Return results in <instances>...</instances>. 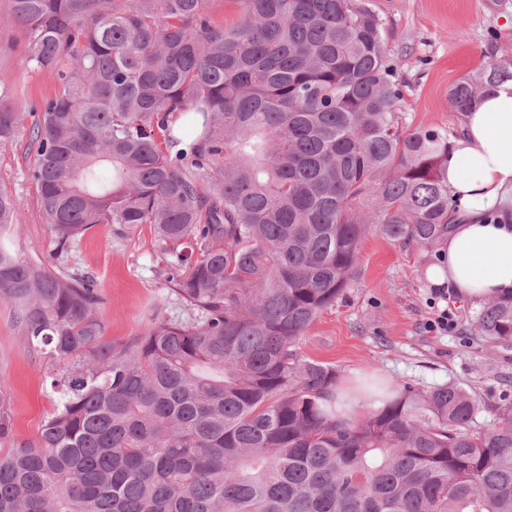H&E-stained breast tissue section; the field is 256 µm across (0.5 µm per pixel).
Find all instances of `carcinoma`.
Wrapping results in <instances>:
<instances>
[{"mask_svg":"<svg viewBox=\"0 0 512 512\" xmlns=\"http://www.w3.org/2000/svg\"><path fill=\"white\" fill-rule=\"evenodd\" d=\"M27 66L57 76L30 177L67 250L97 224L153 227L187 312L105 339L91 276L6 244L0 301L60 366L54 409L18 441L0 387V512H512V403L454 382L406 386L354 420L336 370L297 343L336 302L372 229L447 236L448 135L406 131L397 64L365 0H8ZM512 80L488 64L449 89L463 113ZM21 113L0 91V145ZM472 333L512 343V293Z\"/></svg>","mask_w":512,"mask_h":512,"instance_id":"cac0c4a2","label":"carcinoma"}]
</instances>
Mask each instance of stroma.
Instances as JSON below:
<instances>
[{
    "mask_svg": "<svg viewBox=\"0 0 512 512\" xmlns=\"http://www.w3.org/2000/svg\"><path fill=\"white\" fill-rule=\"evenodd\" d=\"M388 32L387 51L398 63V112L406 130L438 129L456 135L460 114L448 89L461 77L493 63L512 67V0H369ZM11 77L9 96L23 119L10 144L0 146V187L20 203L9 241L23 257L69 274L92 275L104 296L100 315L107 336L123 341L147 328L151 315L171 319L184 311L170 291L171 270L153 229L132 236L114 226L88 230L64 254L45 224L29 169L35 104L53 96L56 78L30 68L16 31L0 29V72ZM437 250L393 242L378 232L361 244L359 265L343 296L324 309L298 343L305 357L334 367L338 386L381 383L421 391L453 381L489 404L512 402V347L490 346L471 332L475 302L437 296L427 279ZM456 307L451 333L428 332L445 304ZM54 367L23 341L11 307L0 302V383L12 396L15 434L35 438L52 411Z\"/></svg>",
    "mask_w": 512,
    "mask_h": 512,
    "instance_id": "obj_1",
    "label": "stroma"
}]
</instances>
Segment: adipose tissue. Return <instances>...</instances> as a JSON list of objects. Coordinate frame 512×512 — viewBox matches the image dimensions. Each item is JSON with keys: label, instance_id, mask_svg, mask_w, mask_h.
Masks as SVG:
<instances>
[{"label": "adipose tissue", "instance_id": "obj_1", "mask_svg": "<svg viewBox=\"0 0 512 512\" xmlns=\"http://www.w3.org/2000/svg\"><path fill=\"white\" fill-rule=\"evenodd\" d=\"M447 178L453 230L428 280L474 301L512 291V219L498 212L512 199L511 81L465 113Z\"/></svg>", "mask_w": 512, "mask_h": 512}]
</instances>
